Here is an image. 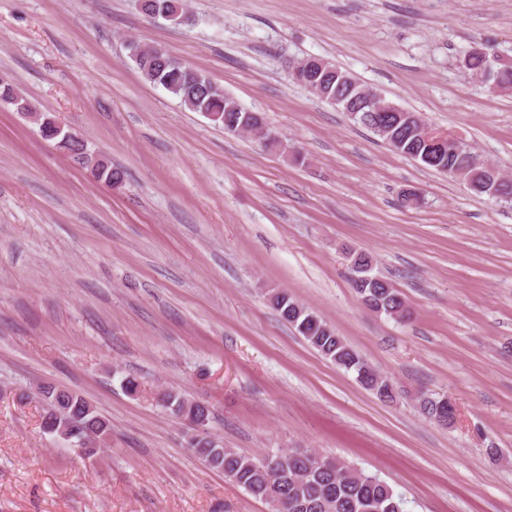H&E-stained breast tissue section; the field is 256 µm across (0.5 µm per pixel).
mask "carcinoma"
<instances>
[{
  "label": "carcinoma",
  "mask_w": 512,
  "mask_h": 512,
  "mask_svg": "<svg viewBox=\"0 0 512 512\" xmlns=\"http://www.w3.org/2000/svg\"><path fill=\"white\" fill-rule=\"evenodd\" d=\"M172 0H140L142 13L150 18L169 14ZM132 59L143 76L152 83L163 86L178 98L183 106L193 112H202L222 126L235 132L253 120L252 113L224 94V89L214 85L202 71L188 68L163 52L159 55L141 52ZM314 88L304 85L315 98L326 102L350 116L355 124L375 131V115L369 105L357 96L362 85L349 90L339 79L329 74H319ZM0 101L12 104L23 112H34L33 107L9 83H0ZM36 124L46 140L55 141L56 147L83 159L88 152L84 141L61 142L55 136V121L38 114ZM396 140L403 143L401 154L419 162L424 168L436 172L446 169L464 171L460 182L467 183L473 158L467 146L456 140L448 144V153L429 162L423 159L424 144L399 125L393 128ZM469 190L496 200L512 201V181L499 182V176L482 170ZM353 272L357 279L352 287L363 303L379 314L406 321L411 314L398 289L384 277L373 273L371 257L365 252L351 256ZM270 301L283 321L303 337L307 344L337 367L355 375L356 382L373 392L381 400L392 401L396 391L387 378L368 364L347 341L339 336L321 316L300 304L286 291L270 296ZM36 397L47 405L42 415L44 432L68 443L88 457L98 454L105 443V436L112 432L111 422L100 414L82 396L57 389L51 384L37 386ZM162 400L173 414L201 421L187 440L188 450L208 468L224 473L225 479L243 488L250 496L269 505L272 512H405L403 498L383 480L339 460L323 457L303 448H280L275 454L262 459L251 458L232 448L207 431L209 407L201 401L190 400L173 392H166ZM444 398L423 397L422 412L439 424L443 417Z\"/></svg>",
  "instance_id": "1"
}]
</instances>
